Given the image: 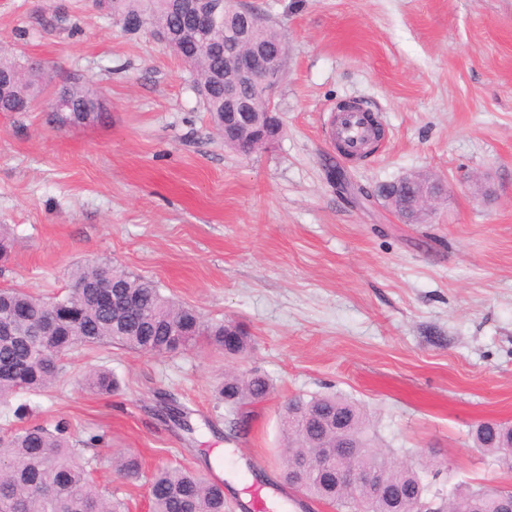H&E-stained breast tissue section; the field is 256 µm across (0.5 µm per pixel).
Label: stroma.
Returning <instances> with one entry per match:
<instances>
[{
  "instance_id": "obj_1",
  "label": "stroma",
  "mask_w": 512,
  "mask_h": 512,
  "mask_svg": "<svg viewBox=\"0 0 512 512\" xmlns=\"http://www.w3.org/2000/svg\"><path fill=\"white\" fill-rule=\"evenodd\" d=\"M288 45L269 148L228 150L189 68L150 32H126L93 0H0V49L41 62L53 88L90 86L107 116L50 123L51 91L0 112V224L18 244L0 287L50 296L69 268L109 257L209 318L242 324L250 353L199 347L164 358L81 350L71 380L31 397L26 424L70 423L96 481L148 512V485L114 480L111 454L146 471L187 466L224 486L225 512H335L281 477L283 407L336 393L364 406L382 447L419 455L451 481L512 484L472 433L512 423V0H246ZM363 101L385 137L341 159L327 130L338 102ZM341 163L363 189L329 182ZM428 171L447 190L409 224L380 186ZM106 367L118 392L77 377ZM266 374L248 432L227 438L215 389L227 371ZM190 413L187 434L155 414L154 390Z\"/></svg>"
}]
</instances>
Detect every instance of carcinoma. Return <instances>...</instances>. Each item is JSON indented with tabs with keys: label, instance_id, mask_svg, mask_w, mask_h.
Returning a JSON list of instances; mask_svg holds the SVG:
<instances>
[{
	"label": "carcinoma",
	"instance_id": "cac0c4a2",
	"mask_svg": "<svg viewBox=\"0 0 512 512\" xmlns=\"http://www.w3.org/2000/svg\"><path fill=\"white\" fill-rule=\"evenodd\" d=\"M104 9L117 19L140 13L152 26L161 22L178 29L182 25L168 0H106ZM260 39L273 52L288 50L279 30L269 22L260 31ZM194 40L198 46L193 50L183 48L180 41L170 48L188 65L195 86L206 88L201 100L222 135L224 80L216 75L224 73V56L232 45L219 26L197 34ZM51 79L50 73L29 65L24 56L0 52V101H29ZM60 90L69 96L74 111L52 115L57 128L69 127L80 119L92 123L101 117L100 105L87 98L84 86L72 84ZM14 245L8 225L0 224L1 263L9 260ZM68 281L65 293L52 296L69 318L59 325L53 323L48 298L22 288L0 287V327L18 312L30 324L11 334L0 333V407L6 416L25 418L27 405L13 407L11 401L22 394H40L67 379L69 355L80 348L113 347L167 357L204 342L222 354L224 335L233 332L239 336L234 355L243 357L251 349L250 339L239 323L208 320L195 307L165 294L154 280L135 275L107 258L71 267ZM101 281L119 285L125 303L110 310L99 308L93 300L92 286ZM82 385L99 395H110L119 388L112 371L105 368L85 372ZM272 390V381L263 374L226 375L217 389V400L232 415L244 403L267 398ZM291 402L295 408L313 411L319 418V423L306 431L282 420L287 449L305 461L315 464L320 449L336 446L332 425L339 418L346 424L347 447L359 451L354 459L382 468L388 487L397 498L421 502L435 497L437 512H498L500 495L512 493V487L471 483L445 489L437 482L439 472H430L428 462L405 463L394 459L393 452L378 448L379 437L367 411L341 396L298 395ZM511 442V425H480L474 433L475 445L508 473H512V454H507L506 446ZM78 444L80 441L74 439L65 421L1 433L0 512H128L125 502L112 498V493L93 481L91 462L79 459ZM111 467L113 474L126 483H134L142 476V464L135 454L114 458ZM283 480L305 496L331 504L336 512L393 510V503L384 496L338 489L335 479L306 467L295 477L283 470ZM150 503L152 512H224V488L195 470L159 466L150 480Z\"/></svg>",
	"mask_w": 512,
	"mask_h": 512
}]
</instances>
